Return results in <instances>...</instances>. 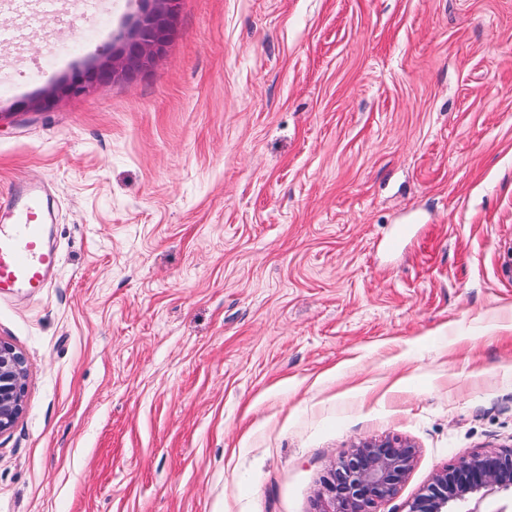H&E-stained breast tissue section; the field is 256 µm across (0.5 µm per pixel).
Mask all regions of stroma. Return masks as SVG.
Here are the masks:
<instances>
[{
  "label": "stroma",
  "instance_id": "obj_1",
  "mask_svg": "<svg viewBox=\"0 0 512 512\" xmlns=\"http://www.w3.org/2000/svg\"><path fill=\"white\" fill-rule=\"evenodd\" d=\"M125 3L81 0L82 44ZM22 19L0 193L50 189L60 266L0 300V512H327L395 438L406 512L512 448V0H180L148 71L45 111L61 40ZM25 378L23 353L0 340V434L10 430L23 412ZM415 454L400 439L360 441L323 479L321 494L335 505L327 512H376L375 505L393 496L408 475Z\"/></svg>",
  "mask_w": 512,
  "mask_h": 512
}]
</instances>
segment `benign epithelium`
Returning <instances> with one entry per match:
<instances>
[{
	"label": "benign epithelium",
	"instance_id": "benign-epithelium-1",
	"mask_svg": "<svg viewBox=\"0 0 512 512\" xmlns=\"http://www.w3.org/2000/svg\"><path fill=\"white\" fill-rule=\"evenodd\" d=\"M178 0H155L138 13L120 39L116 55L98 64L108 75L125 73L129 54L141 66H149L175 32ZM87 88L79 77L61 80L37 101L50 109L60 95L77 94ZM25 357L14 345L0 340V434L10 430L23 412ZM415 448L400 439L363 440L356 444L323 479L322 495L337 508L331 512H374L377 503L393 496L411 470ZM497 489H512V450L476 454L437 473L427 489L409 505L407 512H450L449 504L472 496L484 498Z\"/></svg>",
	"mask_w": 512,
	"mask_h": 512
}]
</instances>
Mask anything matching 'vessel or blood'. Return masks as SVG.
<instances>
[{"label": "vessel or blood", "instance_id": "obj_1", "mask_svg": "<svg viewBox=\"0 0 512 512\" xmlns=\"http://www.w3.org/2000/svg\"><path fill=\"white\" fill-rule=\"evenodd\" d=\"M51 221L48 198L40 186L15 181L0 194V297L41 294L50 284L60 256L45 242Z\"/></svg>", "mask_w": 512, "mask_h": 512}]
</instances>
